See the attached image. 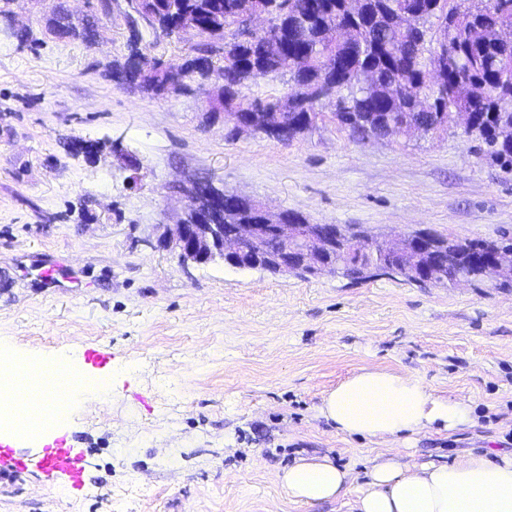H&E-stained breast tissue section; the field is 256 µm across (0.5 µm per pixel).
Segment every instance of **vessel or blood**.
Instances as JSON below:
<instances>
[{"label": "vessel or blood", "instance_id": "b4317fda", "mask_svg": "<svg viewBox=\"0 0 512 512\" xmlns=\"http://www.w3.org/2000/svg\"><path fill=\"white\" fill-rule=\"evenodd\" d=\"M82 458L73 449L49 447L37 455L16 456L0 450V479L9 480L23 473H36L45 478L49 486H78L84 469Z\"/></svg>", "mask_w": 512, "mask_h": 512}]
</instances>
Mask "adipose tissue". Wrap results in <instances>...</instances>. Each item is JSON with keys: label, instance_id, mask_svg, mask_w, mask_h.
Instances as JSON below:
<instances>
[{"label": "adipose tissue", "instance_id": "1", "mask_svg": "<svg viewBox=\"0 0 512 512\" xmlns=\"http://www.w3.org/2000/svg\"><path fill=\"white\" fill-rule=\"evenodd\" d=\"M318 414L346 437L384 444L355 486L329 456L298 457L277 479L304 506L347 501L350 512H512V450L487 449L447 462H411L394 448L402 436L473 426L465 400L441 395L418 377L363 368L328 391Z\"/></svg>", "mask_w": 512, "mask_h": 512}]
</instances>
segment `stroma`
I'll use <instances>...</instances> for the list:
<instances>
[{"label":"stroma","mask_w":512,"mask_h":512,"mask_svg":"<svg viewBox=\"0 0 512 512\" xmlns=\"http://www.w3.org/2000/svg\"><path fill=\"white\" fill-rule=\"evenodd\" d=\"M55 3L88 38L50 33L45 0H0V354L79 377L63 420L13 448L67 443L84 477L0 481V512H348L293 503L276 475L307 454L363 475L379 445L316 411L363 367L472 405L474 427L399 442L409 459L512 448V292L303 279L151 245L199 178L312 224L512 238V169L453 124L353 137L327 101L289 142L229 135L208 86L157 96L116 80L126 0ZM194 41L147 31L144 55L178 67Z\"/></svg>","instance_id":"stroma-1"}]
</instances>
